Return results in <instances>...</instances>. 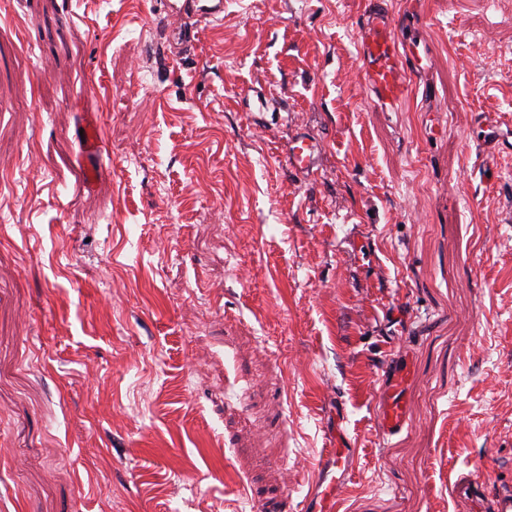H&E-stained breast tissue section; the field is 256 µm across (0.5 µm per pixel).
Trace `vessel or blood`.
Returning <instances> with one entry per match:
<instances>
[{"mask_svg": "<svg viewBox=\"0 0 512 512\" xmlns=\"http://www.w3.org/2000/svg\"><path fill=\"white\" fill-rule=\"evenodd\" d=\"M367 2L369 8L362 31L365 68L361 81L368 88L374 106L385 111H395L411 95V87L405 78V66L408 61L417 59L419 52L410 38L397 32L395 22L384 5L385 0ZM314 150L315 146L310 139L297 137L288 154L289 164L300 170H309ZM401 392V384H393L378 414V424L385 433H396L403 426L404 401ZM335 460L338 473L330 478L313 512H332L335 492L344 486L340 474L350 465V449H336ZM451 491L459 498H482V512H512L511 487L502 488L487 497L483 494L482 479L471 477L455 483Z\"/></svg>", "mask_w": 512, "mask_h": 512, "instance_id": "1", "label": "vessel or blood"}]
</instances>
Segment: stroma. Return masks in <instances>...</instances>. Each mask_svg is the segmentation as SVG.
I'll return each mask as SVG.
<instances>
[{
  "mask_svg": "<svg viewBox=\"0 0 512 512\" xmlns=\"http://www.w3.org/2000/svg\"><path fill=\"white\" fill-rule=\"evenodd\" d=\"M387 2L396 112L365 0H0V512H305L335 446V512L512 484V0ZM362 31L365 68L361 81L368 88L374 106L385 111H398L411 95L405 78L408 60L420 58L417 47L402 32L384 5L385 0H367ZM315 150L313 142L304 136H299L292 143L288 154V163L300 170L308 173L311 167V155ZM402 375L391 386L388 397L378 414V424L386 434L401 430L404 422V401L402 392Z\"/></svg>",
  "mask_w": 512,
  "mask_h": 512,
  "instance_id": "obj_1",
  "label": "stroma"
}]
</instances>
